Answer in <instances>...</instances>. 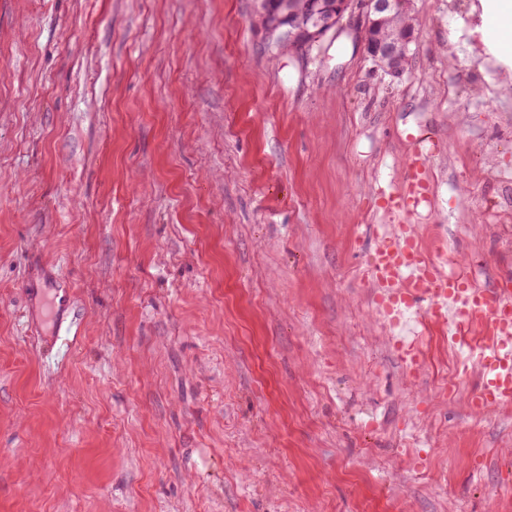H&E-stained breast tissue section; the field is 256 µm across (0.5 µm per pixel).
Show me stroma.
<instances>
[{
  "label": "stroma",
  "instance_id": "obj_1",
  "mask_svg": "<svg viewBox=\"0 0 512 512\" xmlns=\"http://www.w3.org/2000/svg\"><path fill=\"white\" fill-rule=\"evenodd\" d=\"M410 9L394 77L354 19L277 47L259 0H0V512H512V410L467 408L479 364L408 375L364 275L422 133L423 253L512 289L503 34ZM27 291L29 296V310L28 317H33L36 309L43 301H48L51 307L56 308L57 315L55 318L56 326L58 329L56 330V336H51L52 338L47 341V354H52L55 346L59 341L60 327L70 308V296L56 294L53 298L47 297V292L45 288H42V282H37V277H33L27 283ZM57 299H59L57 301Z\"/></svg>",
  "mask_w": 512,
  "mask_h": 512
}]
</instances>
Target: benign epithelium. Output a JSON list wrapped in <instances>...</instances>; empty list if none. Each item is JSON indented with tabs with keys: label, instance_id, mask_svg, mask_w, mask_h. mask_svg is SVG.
Returning <instances> with one entry per match:
<instances>
[{
	"label": "benign epithelium",
	"instance_id": "obj_1",
	"mask_svg": "<svg viewBox=\"0 0 512 512\" xmlns=\"http://www.w3.org/2000/svg\"><path fill=\"white\" fill-rule=\"evenodd\" d=\"M395 0H282V13L271 11L269 0H260V25L267 37L287 27L289 42L303 44L308 49L328 31L342 25L344 18L356 12L362 17V40L372 58L389 74L400 77L405 72L404 61L414 41L413 27L391 26Z\"/></svg>",
	"mask_w": 512,
	"mask_h": 512
}]
</instances>
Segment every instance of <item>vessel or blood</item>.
Wrapping results in <instances>:
<instances>
[{
  "label": "vessel or blood",
  "instance_id": "vessel-or-blood-1",
  "mask_svg": "<svg viewBox=\"0 0 512 512\" xmlns=\"http://www.w3.org/2000/svg\"><path fill=\"white\" fill-rule=\"evenodd\" d=\"M416 148L407 163L400 191H381L385 208L412 215L428 205L431 187L421 148L422 136H414ZM369 277L376 285V303L388 315L426 309L432 317L449 320L451 327L468 321H484L492 336L480 349L490 369L482 373L475 393L466 399L475 413L512 406V293L496 288H476L461 275L442 274L436 262L420 251L409 225L401 224L378 239Z\"/></svg>",
  "mask_w": 512,
  "mask_h": 512
}]
</instances>
